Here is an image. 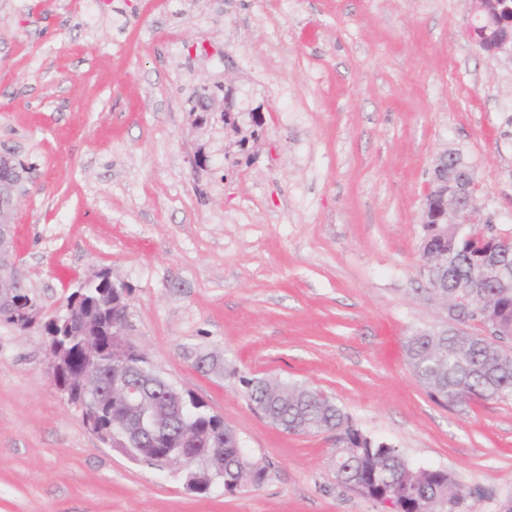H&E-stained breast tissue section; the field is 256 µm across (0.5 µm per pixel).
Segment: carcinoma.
Returning a JSON list of instances; mask_svg holds the SVG:
<instances>
[{"label": "carcinoma", "instance_id": "obj_1", "mask_svg": "<svg viewBox=\"0 0 512 512\" xmlns=\"http://www.w3.org/2000/svg\"><path fill=\"white\" fill-rule=\"evenodd\" d=\"M501 0H472L478 10L475 21L480 47L496 57V49L504 41L512 45V24H500L491 12L501 9ZM425 243L431 248L433 264L446 262L433 273L436 288L432 294L440 299L462 294L472 296L471 304L457 311V326L417 330L406 338L405 354L416 381L438 404L461 406L473 397L483 400L512 397V288H498L495 275L487 269H475L471 261L488 252L512 268V236H501L491 224L448 225L440 231L434 224L423 225ZM484 277L486 287L472 292L468 284L474 277ZM112 293V282L96 281L82 291H73L67 304L78 302L86 313L106 319L98 299ZM477 322L483 333L470 331ZM90 340L105 354L117 352V337L104 331ZM70 371L84 356L83 338L61 336ZM128 379L152 397L166 400L171 382L156 370L144 371L136 365L128 369ZM240 382L249 401L262 409L263 416L275 427L300 433L338 432L332 466L337 480L381 504L389 499L399 512H469L468 501L473 491L447 469L417 467L409 464L400 449L385 446L364 434L350 421L335 400L321 390L297 382L278 379H248ZM193 420L189 427L198 438L197 448L224 449V491L233 493L242 488L238 475L251 478L258 487L267 477V468L243 454L223 439L224 420L211 414L201 402L188 404ZM112 449L151 466L164 449L148 441L130 443L113 416Z\"/></svg>", "mask_w": 512, "mask_h": 512}]
</instances>
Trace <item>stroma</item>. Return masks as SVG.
<instances>
[{
    "label": "stroma",
    "mask_w": 512,
    "mask_h": 512,
    "mask_svg": "<svg viewBox=\"0 0 512 512\" xmlns=\"http://www.w3.org/2000/svg\"><path fill=\"white\" fill-rule=\"evenodd\" d=\"M0 0V145L30 169L14 244L46 314L109 269L132 340L266 465L189 491L104 447L51 384L47 339L0 323V512H383L333 433H287L241 378L321 388L413 463L512 503V398L432 401L403 351L447 311L421 266L435 158L472 166L512 235V61L470 0ZM231 81L236 125L194 91ZM261 108L254 124L252 110Z\"/></svg>",
    "instance_id": "obj_1"
}]
</instances>
